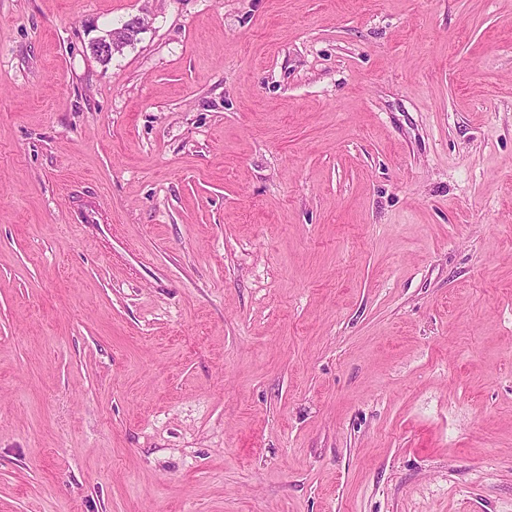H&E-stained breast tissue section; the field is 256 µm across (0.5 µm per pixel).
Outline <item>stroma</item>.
<instances>
[{
    "mask_svg": "<svg viewBox=\"0 0 512 512\" xmlns=\"http://www.w3.org/2000/svg\"><path fill=\"white\" fill-rule=\"evenodd\" d=\"M0 512H512V0H0ZM131 27L129 26V22L124 24V29L129 30ZM131 33L128 35V31H123L121 29L120 31L114 32L112 34V31L106 34V36L101 37L91 43V46L93 50L95 51V56H102L98 57L102 61H109L112 59V53H114V49L116 48V44L119 42V40H123L126 38V35H128V41H131L133 37L137 34L138 31H133L130 29Z\"/></svg>",
    "mask_w": 512,
    "mask_h": 512,
    "instance_id": "stroma-1",
    "label": "stroma"
}]
</instances>
